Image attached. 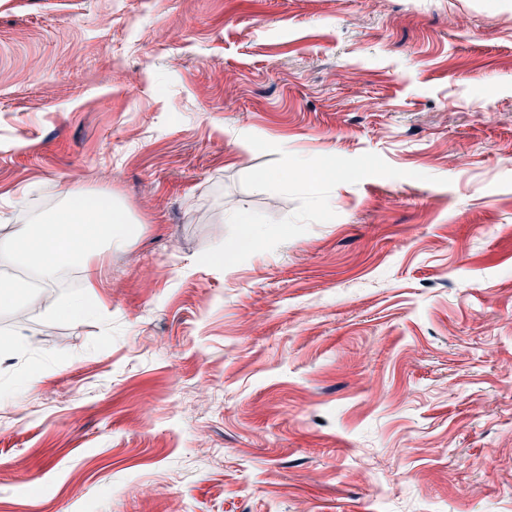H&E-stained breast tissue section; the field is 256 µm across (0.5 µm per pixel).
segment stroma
Wrapping results in <instances>:
<instances>
[{"instance_id":"stroma-1","label":"stroma","mask_w":512,"mask_h":512,"mask_svg":"<svg viewBox=\"0 0 512 512\" xmlns=\"http://www.w3.org/2000/svg\"><path fill=\"white\" fill-rule=\"evenodd\" d=\"M70 194L137 231L0 315V512H512V0H0V227ZM231 221L234 224H240L241 228V241L243 246L246 247L254 242L260 235V228L258 222L250 213L249 210L239 208L231 215Z\"/></svg>"}]
</instances>
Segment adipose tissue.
<instances>
[{"mask_svg":"<svg viewBox=\"0 0 512 512\" xmlns=\"http://www.w3.org/2000/svg\"><path fill=\"white\" fill-rule=\"evenodd\" d=\"M131 240L123 213L111 203L89 204L85 198L69 197L67 207L43 214L37 224L19 226L11 235L0 236V266L26 261L29 277L48 285L67 265H85V287L66 301L62 314L83 318L96 309L94 270L87 257L104 248L122 247Z\"/></svg>","mask_w":512,"mask_h":512,"instance_id":"adipose-tissue-1","label":"adipose tissue"}]
</instances>
